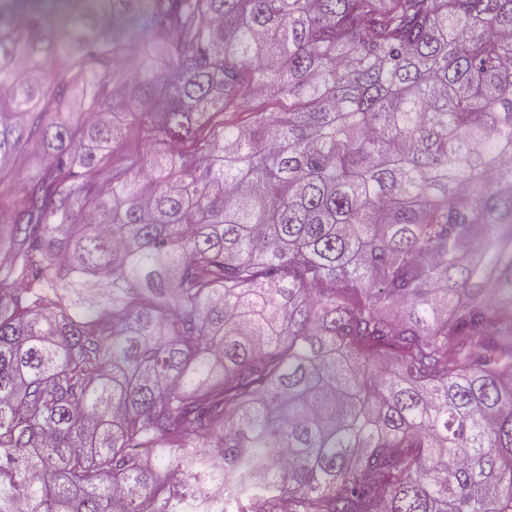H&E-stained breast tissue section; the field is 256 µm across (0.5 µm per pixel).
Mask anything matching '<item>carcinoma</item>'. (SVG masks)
I'll return each instance as SVG.
<instances>
[{
	"label": "carcinoma",
	"mask_w": 512,
	"mask_h": 512,
	"mask_svg": "<svg viewBox=\"0 0 512 512\" xmlns=\"http://www.w3.org/2000/svg\"><path fill=\"white\" fill-rule=\"evenodd\" d=\"M0 0V512H512V0Z\"/></svg>",
	"instance_id": "1"
}]
</instances>
